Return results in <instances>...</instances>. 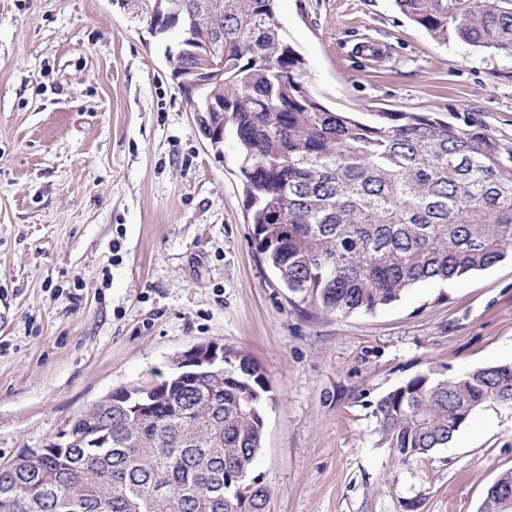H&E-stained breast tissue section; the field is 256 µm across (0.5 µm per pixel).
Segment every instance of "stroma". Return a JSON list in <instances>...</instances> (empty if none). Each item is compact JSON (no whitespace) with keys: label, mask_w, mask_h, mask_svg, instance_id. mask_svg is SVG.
Instances as JSON below:
<instances>
[{"label":"stroma","mask_w":512,"mask_h":512,"mask_svg":"<svg viewBox=\"0 0 512 512\" xmlns=\"http://www.w3.org/2000/svg\"><path fill=\"white\" fill-rule=\"evenodd\" d=\"M328 107L471 120L512 146V52L440 40L393 0H276ZM149 0H0V464L199 344L270 387L252 478L268 512H479L512 469V409L408 462L378 402L512 363V260L373 313L322 314L257 251L232 135L215 154Z\"/></svg>","instance_id":"35a3bbf8"}]
</instances>
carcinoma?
I'll return each instance as SVG.
<instances>
[{"label":"carcinoma","mask_w":512,"mask_h":512,"mask_svg":"<svg viewBox=\"0 0 512 512\" xmlns=\"http://www.w3.org/2000/svg\"><path fill=\"white\" fill-rule=\"evenodd\" d=\"M434 37L512 48V0H394ZM159 30L190 14L224 55V127L241 154L257 249L322 312L371 313L429 280L485 270L512 248V147L477 124L417 112L327 108L286 42L275 0H172ZM269 386L237 354L224 381L163 379L142 418L115 391L53 437L0 466V512H266L248 475L264 439ZM512 408V363L450 380L418 375L377 404L382 443L409 461L452 442L483 405ZM480 512H500L497 487Z\"/></svg>","instance_id":"carcinoma-1"}]
</instances>
